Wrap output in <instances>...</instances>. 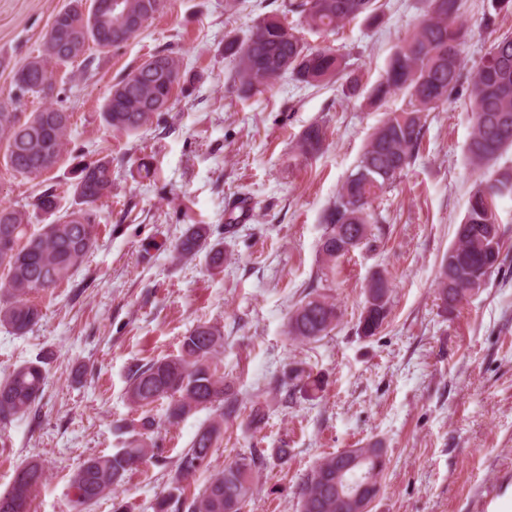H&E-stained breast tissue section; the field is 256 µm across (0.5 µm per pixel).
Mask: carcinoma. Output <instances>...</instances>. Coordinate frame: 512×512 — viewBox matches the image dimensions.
Wrapping results in <instances>:
<instances>
[{
    "label": "carcinoma",
    "mask_w": 512,
    "mask_h": 512,
    "mask_svg": "<svg viewBox=\"0 0 512 512\" xmlns=\"http://www.w3.org/2000/svg\"><path fill=\"white\" fill-rule=\"evenodd\" d=\"M68 9L71 22L67 34H54L59 16H54L43 43L42 54L23 62L14 74L19 92L34 93L45 100L38 112L21 120L0 100V144L5 145L7 166L17 175L36 179L59 162L67 145L71 114L56 101L57 89L50 65L63 63V52L72 46L85 53L89 44L99 48L120 46L137 31L124 27L112 16V23L82 10V0ZM424 17L409 37L396 45L385 76L370 90L374 102L396 91L409 97L411 109L388 112L371 135L357 164L339 188L336 199L324 211L325 233L320 245L322 263L331 270L336 261L349 253L350 240L365 237V228L376 223L371 212L373 200L384 192L411 163L422 140V114L448 104L463 78V46L467 28L462 22L465 0H426ZM125 17H136L141 24L163 11L165 0H122ZM376 0H295L290 11L299 15L300 24L313 32L334 31L359 17L377 15ZM512 11V0H491L484 12V27L497 25L501 13ZM231 58V92L247 98L289 77L304 86L318 87L342 82L343 93L358 94L360 79L348 70L345 57L329 47H312L303 42L284 13L259 19L248 35L224 43ZM190 79L181 59L173 53H158L142 62L112 86L104 102L102 119L110 130L133 134L150 126L168 111L175 90H185ZM473 102L474 128L467 144L470 162L482 167L512 148V35L496 37L481 65L469 75ZM325 133L314 124L302 134L298 148L306 156L318 154ZM70 184L73 204L63 208L58 194L48 187L34 196L35 214L48 220L41 231L29 232L28 212L0 205V267L6 270L0 288L11 300L0 304V325L22 334L41 319V309L29 295L46 292L72 278L85 263L98 240L97 203L112 194V159H80ZM512 197V170L496 173L472 195L465 220L459 224L456 243L448 249L440 265L439 299L453 310L467 295L472 279L495 269L501 252L500 233L486 237V227L497 223L494 198ZM207 251L211 267L224 266V250L207 247L205 228H189L174 245L179 259H190ZM392 281L372 277L358 332L376 335L389 314ZM338 307L327 296L309 292L292 312L288 335L303 341H316L336 327ZM224 349V333L203 322L191 328L180 341L178 352L137 365L129 374L126 396L141 411L140 419L121 428L127 435L112 453L88 456L70 475L76 508L117 490L127 477L155 457L149 433L156 426L154 404L166 403L164 421L179 425L189 414L210 409L211 422L200 428L181 452L166 490L156 497L153 512H241L252 493L255 478L268 465L264 452L252 448L238 453L224 469L192 495L185 482L210 463L224 431V418L236 412L232 387L219 373V355ZM46 381L44 362L16 366L0 381V424L31 413L42 398ZM269 413L264 395H253L249 422L259 426ZM387 468L386 452L372 443L355 450L325 456L304 476L297 488L301 512H340L336 483L373 480L378 483ZM46 481L42 463L30 459L19 466L10 488L0 492V512H31L34 492Z\"/></svg>",
    "instance_id": "obj_1"
}]
</instances>
